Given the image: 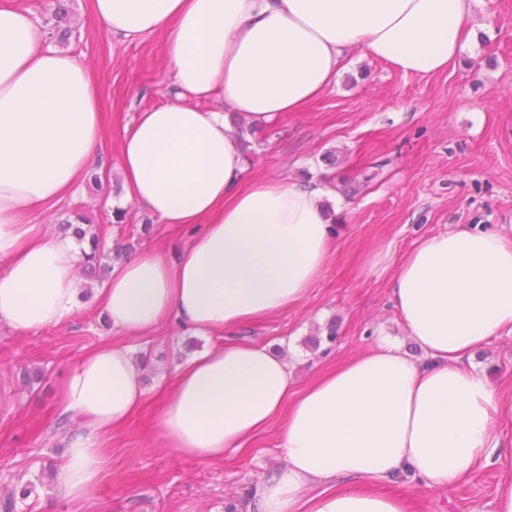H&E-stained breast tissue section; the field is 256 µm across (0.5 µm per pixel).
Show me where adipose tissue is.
I'll return each instance as SVG.
<instances>
[{
    "label": "adipose tissue",
    "instance_id": "adipose-tissue-1",
    "mask_svg": "<svg viewBox=\"0 0 512 512\" xmlns=\"http://www.w3.org/2000/svg\"><path fill=\"white\" fill-rule=\"evenodd\" d=\"M474 0H92L114 37L162 34L173 98L137 112L118 141L124 201L162 224L195 225L183 254L115 263L94 298L111 330L175 323L209 346L160 393L165 447L216 462L285 416L284 467L256 492L259 512H405L383 486L412 473L453 487L492 462L506 408L472 364L512 329V239L481 228L430 236L402 258L377 242L361 267L389 277L414 356L387 341L304 388L269 345L225 330L291 309L326 268L335 233L322 188L248 176L238 120L263 128L338 81L352 52L407 75L454 65ZM105 134L91 69L51 44L32 11L0 0V324L29 334L68 322L86 289L69 234L29 220L72 196ZM135 348L88 351L59 393L79 426L57 492L87 498L103 442L143 405Z\"/></svg>",
    "mask_w": 512,
    "mask_h": 512
}]
</instances>
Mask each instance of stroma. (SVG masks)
Masks as SVG:
<instances>
[{"label":"stroma","mask_w":512,"mask_h":512,"mask_svg":"<svg viewBox=\"0 0 512 512\" xmlns=\"http://www.w3.org/2000/svg\"><path fill=\"white\" fill-rule=\"evenodd\" d=\"M91 0H67L74 32L65 47L90 62L99 83L107 136L100 162H117L118 130L136 112L169 99L170 64L162 36L125 42L95 18ZM465 50L448 71L406 75L387 63L352 55L336 86L306 111L289 112L259 132L249 171L328 189L324 201L336 216L329 264L298 306L238 329L239 338L290 351L299 382L366 351L381 339L408 349L407 336L385 279L364 278L360 265L375 241L394 255L422 237L473 225L512 239V0H477ZM336 156L335 167L323 157ZM384 168L364 182L363 170ZM363 181L345 195L346 182ZM112 182L81 190L59 204L92 212L106 244L121 234L112 222ZM336 324L331 349L312 350L314 326ZM111 335L96 302L82 303L65 327L26 336L0 326V488H30L18 512H244L258 484L283 464L281 421L272 422L241 452L201 462L164 447L155 403H148L103 446L104 474L92 497L69 499L54 491L64 456L55 431L56 395L72 366ZM146 354L147 389L171 380L180 352L205 348L169 326L130 339ZM475 360L500 396L512 400V334L502 333ZM43 381L26 383L23 370ZM502 452L452 489H426L405 475L387 483L404 497L407 512H495L498 485L512 477V417L500 424Z\"/></svg>","instance_id":"obj_1"}]
</instances>
